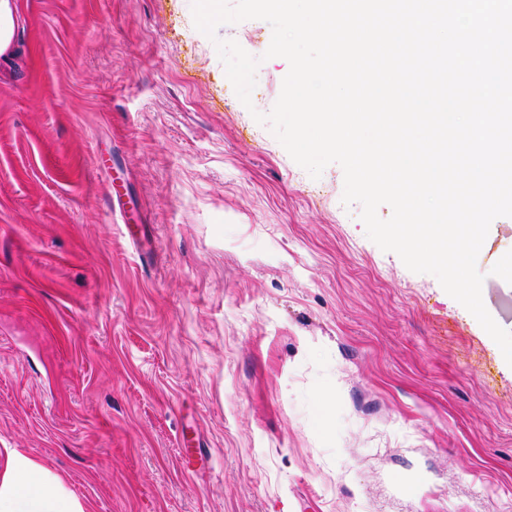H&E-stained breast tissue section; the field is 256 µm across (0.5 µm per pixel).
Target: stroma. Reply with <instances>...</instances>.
Listing matches in <instances>:
<instances>
[{"mask_svg": "<svg viewBox=\"0 0 512 512\" xmlns=\"http://www.w3.org/2000/svg\"><path fill=\"white\" fill-rule=\"evenodd\" d=\"M0 57V449L89 512H512V366L289 156L191 0H16ZM512 217L477 267L512 331Z\"/></svg>", "mask_w": 512, "mask_h": 512, "instance_id": "obj_1", "label": "stroma"}]
</instances>
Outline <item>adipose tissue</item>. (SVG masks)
<instances>
[{
  "label": "adipose tissue",
  "mask_w": 512,
  "mask_h": 512,
  "mask_svg": "<svg viewBox=\"0 0 512 512\" xmlns=\"http://www.w3.org/2000/svg\"><path fill=\"white\" fill-rule=\"evenodd\" d=\"M0 512H88L86 503L50 469L18 448L5 449Z\"/></svg>",
  "instance_id": "1"
}]
</instances>
